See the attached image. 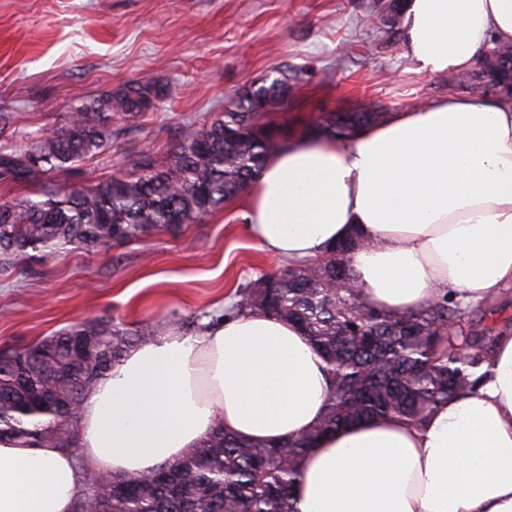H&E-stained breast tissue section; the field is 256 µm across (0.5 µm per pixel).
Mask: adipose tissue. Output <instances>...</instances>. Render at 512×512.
Masks as SVG:
<instances>
[{
    "instance_id": "1",
    "label": "adipose tissue",
    "mask_w": 512,
    "mask_h": 512,
    "mask_svg": "<svg viewBox=\"0 0 512 512\" xmlns=\"http://www.w3.org/2000/svg\"><path fill=\"white\" fill-rule=\"evenodd\" d=\"M417 71L469 69L488 39L512 45V0H405ZM243 217L262 250L324 257L352 231L347 262L370 307L461 304L512 286V99L450 96L394 112L345 143L295 141L268 158ZM480 381L426 419L356 421L301 457L296 512H512V331ZM292 323L242 313L128 350L84 402L76 450L0 439V512H71L77 463L129 476L179 460L215 427L281 443L313 428L331 392Z\"/></svg>"
}]
</instances>
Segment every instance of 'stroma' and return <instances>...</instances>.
Returning a JSON list of instances; mask_svg holds the SVG:
<instances>
[{"instance_id": "35a3bbf8", "label": "stroma", "mask_w": 512, "mask_h": 512, "mask_svg": "<svg viewBox=\"0 0 512 512\" xmlns=\"http://www.w3.org/2000/svg\"><path fill=\"white\" fill-rule=\"evenodd\" d=\"M377 2L0 0V113L12 115L0 147L60 130L74 103L135 81L158 98L137 117L113 116L107 149L82 165L97 177L132 172L144 152L165 156L184 128L210 123L285 67L304 77L274 114L294 136L319 112L392 113L447 96V74L417 72L403 41L373 48ZM244 203L177 236L0 267V348L97 317L128 327L218 318L240 285L281 265L251 241Z\"/></svg>"}]
</instances>
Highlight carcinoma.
I'll list each match as a JSON object with an SVG mask.
<instances>
[{"instance_id":"carcinoma-1","label":"carcinoma","mask_w":512,"mask_h":512,"mask_svg":"<svg viewBox=\"0 0 512 512\" xmlns=\"http://www.w3.org/2000/svg\"><path fill=\"white\" fill-rule=\"evenodd\" d=\"M382 3L372 24L376 47L396 41L402 0L391 22ZM496 65L484 75H448V89L489 97L487 84L504 83L512 97V46H490ZM157 98L149 83L73 107L61 132L19 148L0 149V180L25 184L44 177L37 199L0 198V261L48 257L67 247L107 250L165 231L179 235L261 173L288 136L266 119L278 98L266 85L241 96L211 124L184 129L160 161L145 153L134 174L92 179L78 163L106 149L112 114L135 116ZM385 113L360 107L320 112L309 127L344 143ZM358 238L322 259L287 264L237 290L226 311L258 312L289 320L324 357L332 379L320 422L283 444L246 441L214 429L184 458L136 476L98 473L83 478L73 512H295L291 488L301 455L324 432L359 417L399 416L421 423L432 407L474 383L492 348L470 332L467 312L438 295L410 314H381L357 291H336V257ZM156 336L150 326L127 328L95 318L20 348L0 350V438L20 447H75L74 407L133 346Z\"/></svg>"}]
</instances>
